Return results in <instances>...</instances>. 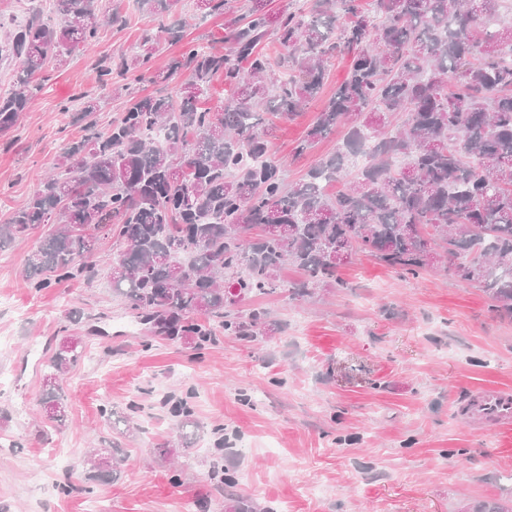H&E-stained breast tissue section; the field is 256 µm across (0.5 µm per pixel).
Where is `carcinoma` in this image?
<instances>
[{
	"instance_id": "1",
	"label": "carcinoma",
	"mask_w": 512,
	"mask_h": 512,
	"mask_svg": "<svg viewBox=\"0 0 512 512\" xmlns=\"http://www.w3.org/2000/svg\"><path fill=\"white\" fill-rule=\"evenodd\" d=\"M136 2L169 42L182 44L164 79L185 71L189 78L173 94L130 99L104 130L94 104L75 113L83 135L0 224V246L54 225L29 260L30 287L90 283L104 269L113 293L159 319V335L200 346L220 333L250 342L275 324L265 308L238 304L285 287L293 300L343 287L340 249L413 276L437 266L442 249L457 259L452 274L512 319V25L484 27L498 0H456L454 8L449 0H374L378 24L359 0H313L307 16L287 6L272 15L254 0L245 18L229 22L225 54L184 41L181 27L165 23L177 0ZM230 4L197 0L209 15ZM52 13L34 11L0 41V61H19L12 89L0 91L1 135L17 130L50 61L94 45L117 22L101 0H53ZM269 39L283 50L274 60L260 48ZM343 55L351 58L347 75L295 154L342 123L345 142L290 185L257 109L298 116L320 94L328 63ZM151 58L149 48L132 65L123 56L103 63L102 87L140 79L134 71H149ZM217 74L234 94L224 111L211 112L199 101ZM368 141L369 161L344 181ZM325 181L344 187L330 195ZM100 233L113 240L110 256L96 253ZM286 264L302 273L287 286ZM81 356L67 338L49 361L45 400L54 419L58 379ZM106 452V469L97 454L87 459L89 481L120 476L124 457L116 447ZM223 483L228 512H256L235 476Z\"/></svg>"
}]
</instances>
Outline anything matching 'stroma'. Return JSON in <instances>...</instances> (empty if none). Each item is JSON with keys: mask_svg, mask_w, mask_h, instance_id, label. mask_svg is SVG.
<instances>
[{"mask_svg": "<svg viewBox=\"0 0 512 512\" xmlns=\"http://www.w3.org/2000/svg\"><path fill=\"white\" fill-rule=\"evenodd\" d=\"M233 5L205 16L196 0H180L168 21L223 53L228 20L251 0ZM103 6L122 24L104 27L92 50L49 63L19 130L0 135V223L80 136L72 115L85 101L103 128L130 97L174 90L150 78L101 87L99 59L132 51L158 27L135 0ZM322 106L315 100L291 120L263 117L288 182L344 138L337 128L295 156ZM44 234L0 246V512H225L218 481L227 471L242 496L286 512H461L475 500L512 501V428L484 431L457 412L474 391L512 390V320L452 275L450 256L412 276L353 253L336 272L341 287L263 299L276 335L224 336L198 349L150 334L106 275L30 288L28 260ZM67 334L82 358L61 382L65 417L56 421L44 377ZM181 401L202 439L174 461L158 449L178 440L171 409ZM107 404L131 424L123 472L87 494V453L113 435ZM66 480L75 490L63 495Z\"/></svg>", "mask_w": 512, "mask_h": 512, "instance_id": "35a3bbf8", "label": "stroma"}]
</instances>
